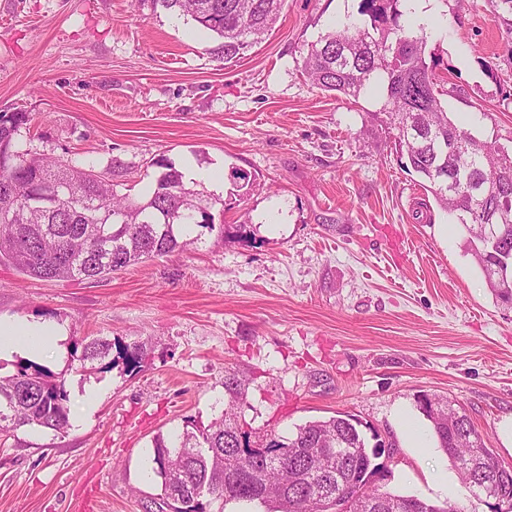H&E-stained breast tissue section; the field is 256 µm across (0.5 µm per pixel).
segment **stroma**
Returning a JSON list of instances; mask_svg holds the SVG:
<instances>
[{
	"label": "stroma",
	"mask_w": 512,
	"mask_h": 512,
	"mask_svg": "<svg viewBox=\"0 0 512 512\" xmlns=\"http://www.w3.org/2000/svg\"><path fill=\"white\" fill-rule=\"evenodd\" d=\"M361 0H288L275 28L233 63L213 36L152 0H0V112L37 124L22 146L102 170L120 161L149 186L151 160L226 175L212 212L225 234L97 281H45L0 263V317L67 329L64 357L36 363L67 392L105 383L65 437L0 445V512H144L154 437L205 426L246 381L251 443L337 414L389 459L385 489L462 499L437 448L403 447L398 409L429 422L421 395L465 408L501 463L512 442V308L497 303L465 233L403 168L359 102L300 71L306 44ZM428 49L449 116L512 150V14L492 0H431ZM247 174L244 195L231 172ZM142 348L82 368L85 343Z\"/></svg>",
	"instance_id": "35a3bbf8"
}]
</instances>
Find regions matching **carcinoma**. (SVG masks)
Masks as SVG:
<instances>
[{"instance_id": "carcinoma-1", "label": "carcinoma", "mask_w": 512, "mask_h": 512, "mask_svg": "<svg viewBox=\"0 0 512 512\" xmlns=\"http://www.w3.org/2000/svg\"><path fill=\"white\" fill-rule=\"evenodd\" d=\"M405 0H361L358 15L328 27L307 47L302 75L316 88L354 102L378 92L374 114L393 134L396 154L466 233L465 249L476 261L496 300L512 307V152L457 126L440 99L437 59L426 53L431 33L405 21ZM215 36L212 53L232 63L273 30L287 0H153ZM29 112H0V262L44 280H97L143 259L167 256L224 233L211 198L188 186L166 158L140 194H118V166L102 172L20 148L30 133ZM112 343L94 339L81 360H102ZM230 404L208 426L186 421L180 434L153 441L151 458L160 493L145 512H208L214 501L258 503L267 512H318L328 502L347 512L345 494L357 487L374 449L352 419L310 421L290 437L266 445L260 478L252 475L248 434L234 406L246 385L226 372ZM419 409L431 422L440 449L458 472L466 504L445 501L434 512H478L485 498L478 481L512 500V467L485 447L469 416L443 398L423 395ZM69 428L65 381L30 362L0 375V439L21 429L64 436ZM486 461L472 473L457 459L475 450ZM387 498L386 512H410L412 496L374 488Z\"/></svg>"}]
</instances>
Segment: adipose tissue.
<instances>
[{
	"label": "adipose tissue",
	"instance_id": "obj_1",
	"mask_svg": "<svg viewBox=\"0 0 512 512\" xmlns=\"http://www.w3.org/2000/svg\"><path fill=\"white\" fill-rule=\"evenodd\" d=\"M65 339V326L56 322L0 318V360L16 354H41L59 347Z\"/></svg>",
	"mask_w": 512,
	"mask_h": 512
}]
</instances>
